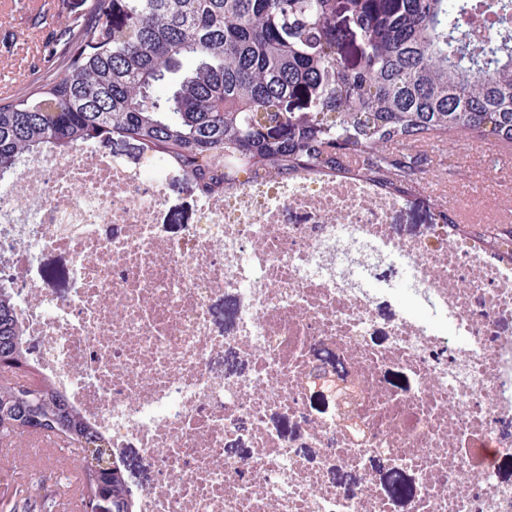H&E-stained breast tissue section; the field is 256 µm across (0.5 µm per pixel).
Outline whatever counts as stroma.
<instances>
[{
  "mask_svg": "<svg viewBox=\"0 0 512 512\" xmlns=\"http://www.w3.org/2000/svg\"><path fill=\"white\" fill-rule=\"evenodd\" d=\"M86 7V0H0V86H11L19 96L43 83L60 64L46 43L48 32L77 24ZM39 15L46 22L38 27L34 19ZM432 158L436 179L389 217L396 234L406 238L437 223L433 203L441 196L452 212L468 213L472 223H506L512 211L503 200L512 196V171L489 166L483 147L464 138L452 156L437 150ZM197 218L190 190L173 181L160 216L167 235L179 236L183 225ZM58 454V449L33 447L25 437H14L10 449L0 451V512H63L70 487Z\"/></svg>",
  "mask_w": 512,
  "mask_h": 512,
  "instance_id": "35a3bbf8",
  "label": "stroma"
}]
</instances>
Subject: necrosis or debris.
I'll use <instances>...</instances> for the list:
<instances>
[{
    "label": "necrosis or debris",
    "instance_id": "4bbe7bcc",
    "mask_svg": "<svg viewBox=\"0 0 512 512\" xmlns=\"http://www.w3.org/2000/svg\"><path fill=\"white\" fill-rule=\"evenodd\" d=\"M0 182V286L27 359L112 447L151 474L134 512H512V261L451 224L397 236L398 196L358 177L306 172L197 195L200 221L164 234L177 171L131 169L86 142ZM311 215L290 224L285 211ZM123 232L107 236L103 225ZM66 253L67 294L45 251ZM396 265L382 286L378 268ZM397 299L377 338L381 293ZM236 300L232 333L211 321ZM230 350L237 375L212 367ZM319 458L305 460L281 422ZM244 440L247 453H228ZM402 474L388 485L373 463ZM354 473L346 490L326 472ZM233 301L224 299V296L216 297L211 302L213 321L217 328L229 331L232 328L231 312Z\"/></svg>",
    "mask_w": 512,
    "mask_h": 512
}]
</instances>
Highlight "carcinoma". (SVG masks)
<instances>
[{
  "mask_svg": "<svg viewBox=\"0 0 512 512\" xmlns=\"http://www.w3.org/2000/svg\"><path fill=\"white\" fill-rule=\"evenodd\" d=\"M471 0H91L56 38L62 67L0 100V175L47 148L132 140L198 192L302 171L352 175L406 199L432 166L414 144L473 136L512 144V47L470 46ZM512 34V0H498ZM0 290V367L39 379L0 390V425L52 432L107 453L23 356ZM83 494L112 492L116 468L83 466Z\"/></svg>",
  "mask_w": 512,
  "mask_h": 512,
  "instance_id": "obj_1",
  "label": "carcinoma"
}]
</instances>
